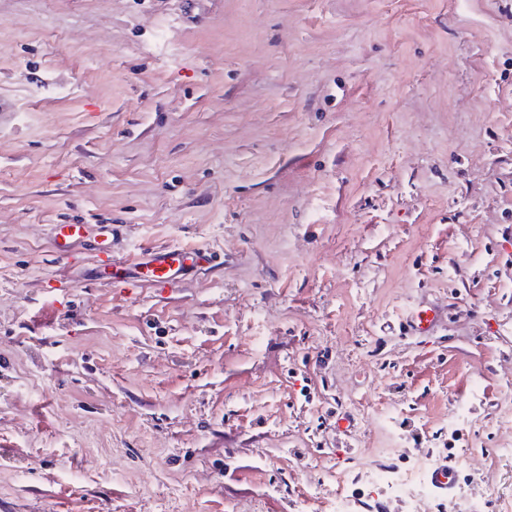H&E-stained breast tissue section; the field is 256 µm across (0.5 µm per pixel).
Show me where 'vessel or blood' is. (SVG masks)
Masks as SVG:
<instances>
[{"label": "vessel or blood", "mask_w": 512, "mask_h": 512, "mask_svg": "<svg viewBox=\"0 0 512 512\" xmlns=\"http://www.w3.org/2000/svg\"><path fill=\"white\" fill-rule=\"evenodd\" d=\"M85 224H62L54 238V251L57 260L68 259L69 241L82 238L88 233ZM214 261L213 253L206 248L172 249L145 246L132 256L124 258L119 264L110 266L109 270L93 268L88 270L86 278L89 283L109 277L112 283H125L132 279L149 278L154 283L163 284L170 279L181 277L209 267ZM442 316L438 307H427L408 315L404 328L414 336L430 333ZM458 479L456 466L448 460L436 464L429 474V481L441 497H448L454 490Z\"/></svg>", "instance_id": "1"}]
</instances>
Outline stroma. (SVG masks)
Masks as SVG:
<instances>
[{
    "label": "stroma",
    "mask_w": 512,
    "mask_h": 512,
    "mask_svg": "<svg viewBox=\"0 0 512 512\" xmlns=\"http://www.w3.org/2000/svg\"><path fill=\"white\" fill-rule=\"evenodd\" d=\"M0 99V512H328L394 441L512 504V0H0ZM146 245L217 264L86 285ZM92 224H59L58 232L54 238V251L58 261L68 259L70 252V239L74 237L84 238ZM442 316L440 307H427L408 315L404 329L412 336H425L430 333Z\"/></svg>",
    "instance_id": "stroma-1"
}]
</instances>
